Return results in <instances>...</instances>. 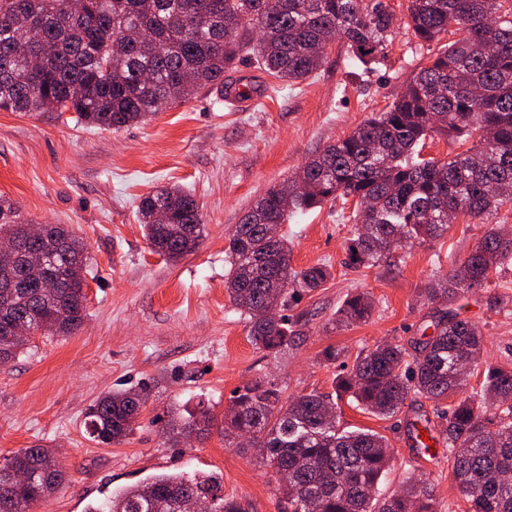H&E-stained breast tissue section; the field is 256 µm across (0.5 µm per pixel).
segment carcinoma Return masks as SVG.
<instances>
[{"label": "carcinoma", "mask_w": 512, "mask_h": 512, "mask_svg": "<svg viewBox=\"0 0 512 512\" xmlns=\"http://www.w3.org/2000/svg\"><path fill=\"white\" fill-rule=\"evenodd\" d=\"M507 0H408L406 29L424 43L457 36L410 77L389 109L309 158L281 188L262 195L236 225L225 249L224 286L249 321L256 348L277 354L295 342L286 314L304 292L321 287L331 268L297 270L279 227L289 214L338 197L355 201V224L346 241L347 264L372 268L407 241L420 244L448 232V210L482 219L512 197V6ZM456 26H450L451 21ZM388 0H0V110L74 112L99 129L139 123L202 89L224 88V73L243 51L259 69L281 81L306 79L321 66L329 33L346 41L363 66L387 55L395 31ZM478 135L469 149L446 159L422 157L434 136ZM290 204L282 206L281 194ZM164 212L167 220L159 221ZM138 221L152 250L176 261L198 246L203 215L194 196L164 187L144 197ZM20 250H45L56 288L46 294L29 277L21 256L0 259V362L30 347L8 339L3 320H25L45 335L73 333L85 317V282L71 269L87 260L83 241L62 224L42 225L33 238L19 209L0 198V238ZM512 261V237L494 225L459 269L432 280L429 300L453 302L488 284L494 268ZM372 298L349 295L337 312L342 327L367 321ZM482 334L456 311L411 348L379 343L342 364L337 396L379 417H393L409 396L438 403L466 385L460 367L481 366ZM479 398L458 399L437 412L436 430L424 431L448 457L467 512H512V368L488 366ZM283 387L259 377L234 392L220 419L198 409L174 413L165 432L185 438L217 430L232 445L245 433L267 449L266 465L289 472L279 489L283 512H437L431 485L410 476L401 494L375 499L390 461L384 437L338 427L332 395L312 390L282 401ZM136 389L98 399L86 429L98 443L123 440L142 406ZM26 468L23 483L10 467ZM51 450L24 448L0 463V512H30L63 481ZM203 497L215 512H248L224 497L215 474L157 475L110 497L87 512H178L182 498Z\"/></svg>", "instance_id": "1"}]
</instances>
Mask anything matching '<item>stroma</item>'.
Masks as SVG:
<instances>
[{"instance_id":"obj_1","label":"stroma","mask_w":512,"mask_h":512,"mask_svg":"<svg viewBox=\"0 0 512 512\" xmlns=\"http://www.w3.org/2000/svg\"><path fill=\"white\" fill-rule=\"evenodd\" d=\"M434 51L401 28L384 61L366 69L338 41L310 78L293 84L246 58L227 79L272 88L252 111H232L219 91L206 89L118 130L78 124L70 112L0 110V196L31 223L71 225L88 252L80 329L34 335L28 352L0 364V461L41 444L65 474L31 512H86L112 493L173 472L217 474L225 497L241 500L249 512H281L278 477L257 449L225 444L216 433L174 444L162 428L174 408L202 404L222 416L235 390L262 374L279 379L289 396L331 391L340 367L323 361L327 346L352 358L380 341L407 346L433 334L448 305L428 301L423 290L483 235L485 226L468 217L434 241L403 247L400 260L354 270L344 264L353 202L339 198L294 215L281 227L293 266L325 263L331 277L288 308L299 340L274 356L251 344L224 276L228 238L255 201L383 111ZM171 185L194 195L204 219L198 247L175 262L152 252L137 220L141 199ZM356 291L373 297L372 317L335 327L341 302ZM490 293L512 296V263L498 267L489 288L457 302L483 334L482 361L511 367L512 313L490 309ZM141 386L148 402L134 432L118 443L90 440L84 421L95 400ZM436 409L413 396L396 417L382 418L342 398L337 414L340 426L388 441L382 494L398 493L408 473L417 472L428 478L438 512H466L446 459H422L407 438L410 423L435 418Z\"/></svg>"}]
</instances>
